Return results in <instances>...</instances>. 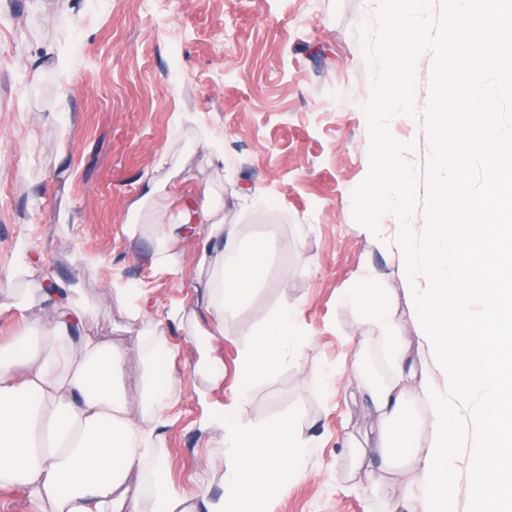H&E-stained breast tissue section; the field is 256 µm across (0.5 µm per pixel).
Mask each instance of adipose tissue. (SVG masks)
<instances>
[{"label":"adipose tissue","mask_w":512,"mask_h":512,"mask_svg":"<svg viewBox=\"0 0 512 512\" xmlns=\"http://www.w3.org/2000/svg\"><path fill=\"white\" fill-rule=\"evenodd\" d=\"M153 170L134 206L146 210L155 228V267L179 271L175 244L196 226L208 229L197 262L208 279L196 309L208 326L195 332V370L217 386L224 366L213 342L224 333L225 314L256 287L277 242L266 237L239 248L235 225L225 223L216 210L181 200L177 172L167 157H159ZM31 282L39 283L47 308L41 318L23 320L12 343L0 346V486L23 488L36 512H261L269 489L303 474L310 441L293 418L249 427L234 412L214 405L201 428L223 433L219 472L224 493L196 501L176 490L167 481L168 459L157 449L166 412L182 384L161 361L171 351L169 325L181 319V311L146 316L129 288L110 284L112 300L142 319L137 354L150 364L153 378L164 383L163 389L147 390L144 406L137 409L117 386L124 353L75 335L84 307L27 255L0 274L8 305L24 309ZM308 339L294 308L284 306L267 317L241 356L237 401L247 399L258 377L299 361Z\"/></svg>","instance_id":"1"}]
</instances>
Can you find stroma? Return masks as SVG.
Wrapping results in <instances>:
<instances>
[{
    "instance_id": "obj_1",
    "label": "stroma",
    "mask_w": 512,
    "mask_h": 512,
    "mask_svg": "<svg viewBox=\"0 0 512 512\" xmlns=\"http://www.w3.org/2000/svg\"><path fill=\"white\" fill-rule=\"evenodd\" d=\"M374 9L375 0H0V273L23 249L74 288L89 310L75 333L125 352L121 384L132 405L145 391L135 353L141 325L106 285L117 279L155 307L193 309L205 243L201 232L178 243V273L153 265L154 235L132 204L154 162L181 159L184 190L207 189L206 203L243 239L278 242L260 286L224 318L214 344L220 388L195 372L189 329L169 328V363L183 387L162 444L176 489L224 492L206 463L220 455L222 434L196 427L205 391L236 406L242 424L290 415L311 439L306 474L266 492L263 512H383L404 487L419 512L418 467L386 478L370 472L384 418L353 361L369 354L383 378L391 373L375 329L340 301L369 271L389 295L409 360L446 389L445 371L421 355L408 283L389 247L399 220L384 216L383 236L372 239L352 215V192L369 169L363 106L375 74L357 28ZM57 46L65 68L48 65L31 79V58ZM209 137L221 139L223 163L210 160ZM287 304L311 335L301 362L257 378L235 404L251 334ZM319 368L331 375L322 389L312 380Z\"/></svg>"
}]
</instances>
